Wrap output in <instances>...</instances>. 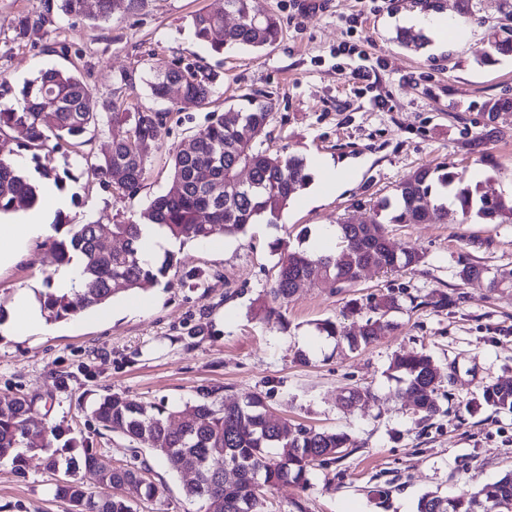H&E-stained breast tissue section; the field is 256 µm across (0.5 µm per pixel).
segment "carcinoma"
<instances>
[{
	"instance_id": "1",
	"label": "carcinoma",
	"mask_w": 512,
	"mask_h": 512,
	"mask_svg": "<svg viewBox=\"0 0 512 512\" xmlns=\"http://www.w3.org/2000/svg\"><path fill=\"white\" fill-rule=\"evenodd\" d=\"M118 1L131 13L144 4V0H96V10L91 12L87 0H59V7L66 15L105 21L111 5ZM225 4L237 14L238 22L227 28L224 16L198 12L192 17L198 40L218 52L226 47L260 49L279 40L278 18L265 9L262 0H225ZM502 32L507 38L489 40L482 57L512 52V28L504 26ZM174 83L182 86L178 110L209 103L211 88L198 67H156L149 83L152 96L167 98ZM22 97V108H0V131L7 128L18 132L35 160L49 146L56 149L77 144L88 128L98 123L103 110L112 111L114 122L131 123L125 135L113 140L111 150L88 166L86 173L122 195L139 190L146 172L143 147L157 138L165 113L139 107L122 112L115 102L100 104L93 100L81 76L58 69L42 72L23 88ZM271 114V103L252 97L249 108L229 118L222 113L213 115L172 155L167 190L151 202L138 221L107 226L99 220L72 224L67 217H60L59 223L70 225L68 238L54 240L51 246L60 265L79 258L84 288L70 295L60 294L51 281H46L40 298L49 317L69 318L104 306L121 292L158 284L177 262V254L166 249L153 262L143 260L139 245L143 224L166 229L183 246L214 235H237L261 219L277 223L283 209L309 184L311 175L303 158L272 153L264 147ZM246 129L250 135L245 137ZM243 169L249 171L251 186L238 188ZM436 183L448 188L455 205L453 212L462 221L512 222V197L491 196L479 184L467 183L453 171L421 167L395 187L393 196L375 203L372 223L337 224L339 246L335 253L317 255L303 247L308 239L306 230L297 235V246H284L270 300L262 305L265 319L280 320V305L306 282L329 288L351 286L370 268L388 273L418 266L422 261L419 251L396 249L386 225L431 223L437 212L448 216V205L432 203ZM39 202L38 185L11 160L0 158V213L30 209ZM106 231L117 245L102 246ZM459 277L467 284L480 285L486 279L485 267L467 264ZM397 309L398 298L383 295L374 305V316L362 323L357 334H344L332 321L319 324V331L339 337L357 350L391 329L387 316ZM389 371L402 384L399 396L413 404L419 419L428 420L437 413L433 399L436 367L430 356L397 353ZM221 391V387H201L196 401L181 412L175 428L166 408L137 404L119 393L104 395L93 414L103 429L122 434L135 444L134 458L139 459L140 450L147 448L179 473L193 470L194 478L183 486L185 496L201 501L208 512H264V492L284 482L306 483L315 466L340 459L350 445V436L343 431H319L274 416L259 395L227 403ZM482 399L497 410L512 412V382L485 386ZM31 414L32 401L26 396L0 397V459L10 457L17 462L25 453L37 454L44 469L56 477V497L67 501L72 512H135L137 500L162 496L163 490L145 477L151 471L147 460L118 468L102 467L87 448L77 455L66 443L60 448L54 446L60 429L33 425ZM82 467L96 470L100 491L89 492L77 480L76 472ZM504 502L512 504V471L487 491L467 490L453 497L426 494L419 501L418 512H503L500 505Z\"/></svg>"
}]
</instances>
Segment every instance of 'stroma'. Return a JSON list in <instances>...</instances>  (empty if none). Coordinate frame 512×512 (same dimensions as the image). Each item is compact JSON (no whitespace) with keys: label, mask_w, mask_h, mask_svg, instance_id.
Returning <instances> with one entry per match:
<instances>
[{"label":"stroma","mask_w":512,"mask_h":512,"mask_svg":"<svg viewBox=\"0 0 512 512\" xmlns=\"http://www.w3.org/2000/svg\"><path fill=\"white\" fill-rule=\"evenodd\" d=\"M283 35L263 49L215 52L194 35L191 16L220 13L224 0H146L142 10L115 11L105 21L61 14L56 0H0V77L13 92L0 107H16L17 92L41 71L80 73L98 100L166 113L144 150L146 178L132 196L113 193L84 170L105 154L125 124L102 115L84 134L79 152H42L33 160L17 133L0 132V155L23 160L26 173L44 164L63 173L72 192L71 221L108 215L139 219L170 180L169 157L207 125L212 114L245 107V95L271 102L266 147L302 156L312 181L275 224L251 225L238 237L213 245L185 244L178 263L154 288L115 297L111 316L89 310L82 318L54 321L47 333L16 341L0 337V396L15 393L34 403L37 422L59 426L64 438L96 452L99 463H132L129 441L103 430L92 416L107 392L145 405L181 407L202 386H220L225 401L261 395L269 410L292 423L343 430L346 456L315 468L307 485L276 486L268 512H417L429 492L454 496L491 488L512 471V412L481 404L483 388L512 380V287L468 285L458 272L468 263L490 273L512 269V223H463L455 217L429 224H392L396 248L413 246L424 259L391 273L367 270L352 288L306 283L284 303L282 319L256 311L273 284L280 253L276 241L294 240L301 227L339 220L363 222L377 199L424 166H447L464 179L473 171L491 195H512V55L478 61L490 33L512 11V0H474L475 21L461 23L451 39L428 31L420 48L402 45L401 15L421 10L420 0H264ZM28 34H20L21 23ZM191 63L210 78L208 105L174 111L154 99L148 83L160 63ZM371 67V81L353 77ZM385 99L378 109L376 99ZM326 158L344 177L318 192L330 175L317 169ZM37 241L30 256L0 270V306L21 288L44 286L56 264L51 239ZM385 294L398 297L392 330L357 351L321 333L322 321L354 332L358 319L346 304ZM444 294L448 304L432 306ZM361 316V317H362ZM304 352L307 363L295 360ZM429 354L439 372L438 413L422 421L398 397L388 367L396 352ZM371 400L343 408L354 389ZM152 478L165 488L161 501L137 502V512H198L181 477L152 460ZM384 497H377V490ZM0 512H71L54 494V479L39 457L22 471L0 460Z\"/></svg>","instance_id":"obj_1"}]
</instances>
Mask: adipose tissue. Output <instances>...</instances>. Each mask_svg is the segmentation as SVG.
Instances as JSON below:
<instances>
[{
  "label": "adipose tissue",
  "mask_w": 512,
  "mask_h": 512,
  "mask_svg": "<svg viewBox=\"0 0 512 512\" xmlns=\"http://www.w3.org/2000/svg\"><path fill=\"white\" fill-rule=\"evenodd\" d=\"M40 193L49 201V208L34 206L24 212L19 223L0 225V269L17 264L28 256L34 242L52 234L53 212L70 210V193L60 190L54 182L41 181ZM45 322L46 314L35 291L22 288L0 321V336L20 340L30 331L43 329Z\"/></svg>",
  "instance_id": "1"
}]
</instances>
